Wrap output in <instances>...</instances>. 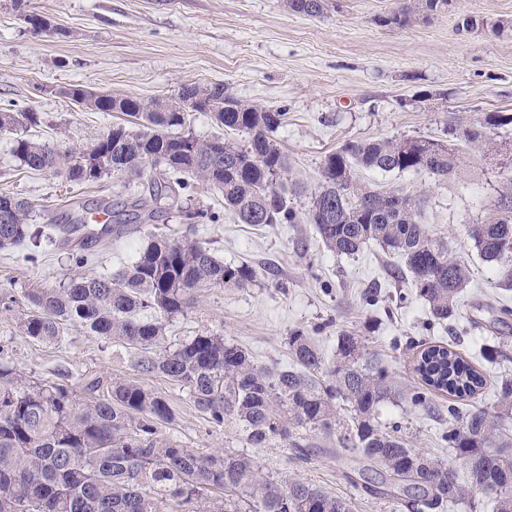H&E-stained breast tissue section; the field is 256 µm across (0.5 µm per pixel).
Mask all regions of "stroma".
<instances>
[{"mask_svg": "<svg viewBox=\"0 0 512 512\" xmlns=\"http://www.w3.org/2000/svg\"><path fill=\"white\" fill-rule=\"evenodd\" d=\"M29 9L52 29L37 33L10 0H0V108L15 103L40 115L27 138L65 148L95 142L118 112L86 109L62 93L81 84L116 96L166 99L186 85L223 84L226 94L246 103L284 106L288 121L274 138L296 175L315 188L323 157L348 139L393 136L436 138L449 120L462 116L479 124L487 115L512 113V33L499 37L477 30L459 32L463 16L494 22L512 20V0H455L444 14L405 28L378 24L399 0H331L324 15L309 18L290 12L285 0H28ZM427 90L426 101H416ZM491 147L469 149L460 177L441 179L421 173L365 171L367 184L426 195L424 222L446 236L450 250L470 268L450 326L434 325L426 303L410 280L395 276L396 256L369 244L357 255H336L324 248L313 225L238 223L222 196L203 186L191 192L194 204L216 213L185 227L169 218L164 229L192 232L227 263L251 264L252 286L203 290L195 308L168 326L165 343L176 346L210 331L245 348L257 364L276 371L291 366L288 337L301 330L314 338L326 362L336 354V333L346 328L366 336L400 388L419 385L414 371L417 349L410 337L444 342L484 375V404L495 387L512 377V315L498 319L501 306L512 308V288L504 287L496 266L482 261L468 233L471 225L497 216L502 187L512 181V125L487 130ZM0 138V192L34 200L35 225H47L71 202L87 207L97 201L113 208L137 194L140 182L105 178L73 185L63 178L22 169ZM150 227L129 225L111 245H91L99 264L115 271L133 258ZM68 255L43 239L36 260L26 250H0V361L17 372L57 380L66 372L110 378L133 376L132 355L79 326L66 327L61 343L23 335L21 324L32 311L26 292L37 284L68 277ZM380 287L378 307H363L360 291ZM503 344L507 357L487 360L483 348ZM147 387L165 393L177 420L170 436L200 452H252L264 471L283 480L312 483L349 499L352 512H395L378 495L353 487L335 441L316 431L303 432L306 454L288 446L250 448L235 427H218L198 413L185 390L159 375L143 377ZM448 395L436 392L430 412H409L386 405L384 422L406 425L411 447L455 469L463 464L440 440L448 425Z\"/></svg>", "mask_w": 512, "mask_h": 512, "instance_id": "1", "label": "stroma"}]
</instances>
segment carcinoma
<instances>
[{
    "mask_svg": "<svg viewBox=\"0 0 512 512\" xmlns=\"http://www.w3.org/2000/svg\"><path fill=\"white\" fill-rule=\"evenodd\" d=\"M288 9L320 17L328 0H287ZM453 8V0H404L377 18L381 26H410ZM488 28L497 36L512 22L488 23L467 15L458 30ZM89 110L127 116L94 143L62 149L36 142L18 130L39 122L29 108L0 110V136H13L20 167L47 172L74 184L104 177H147L122 209L107 202L108 215L89 227L74 205L52 225L75 272L55 285L39 284L27 297L34 310L23 322L29 338L59 343L68 325L132 352L134 371L161 375L187 391L194 407L216 426L233 425L253 448L278 440L301 447V431L336 438V454L358 458L345 474L358 486L374 480L379 494L407 512H436L445 505L474 508L480 494L495 512H512V378L496 386L493 408L477 400L483 374L446 345L424 348L415 372L426 388L400 391L388 371L349 329L337 334L336 358L325 367L321 351L304 332L288 338L295 367L270 372L247 350L203 332L174 348L164 346L167 326L197 304L203 288H247L255 269L230 265L204 243L186 235L150 234L131 264L115 273H88L89 241L126 233L127 224H148L160 214L189 221L204 212L187 206L188 191L204 184L221 193L224 209L242 224H312L324 247L354 256L374 243L401 261L398 274L412 279L433 321L455 316L467 287L468 266L448 252V242L422 224L423 200L371 187L359 172H425L446 179L458 173L463 148L490 145L486 126L512 125V113L496 112L486 125L454 120L443 137L347 140L327 153L320 180L309 192L292 177L273 139L288 121V108L245 103L224 85L184 86L165 102L121 98L80 84L61 91ZM210 113L224 135L200 138L187 129L190 112ZM244 135L243 139L236 135ZM310 193L305 211L294 200ZM499 217L472 225L477 255L499 267L512 286V182L497 201ZM37 204L0 193V248L25 247L43 235L31 231ZM434 391L471 400L461 410L448 403V430L441 441L466 465L458 474L410 446L403 426L380 421V410L400 398L412 411L431 408ZM175 413L167 395L136 378L107 380L79 375V388L65 380L32 379L0 362V512H350L349 504L305 481L283 482L245 453H199L174 441Z\"/></svg>",
    "mask_w": 512,
    "mask_h": 512,
    "instance_id": "obj_1",
    "label": "carcinoma"
}]
</instances>
